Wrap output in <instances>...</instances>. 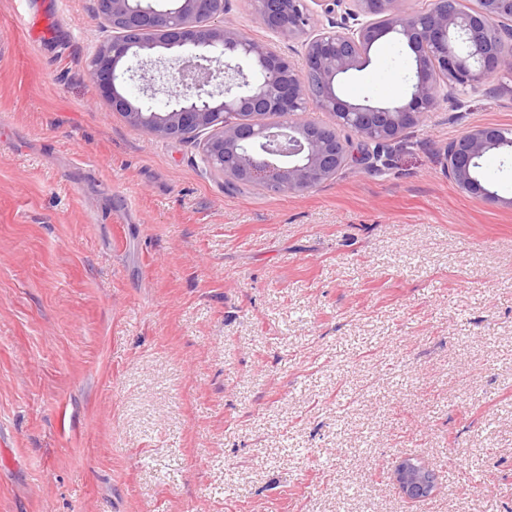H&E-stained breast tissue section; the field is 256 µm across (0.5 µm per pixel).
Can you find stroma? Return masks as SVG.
Returning a JSON list of instances; mask_svg holds the SVG:
<instances>
[{"label": "stroma", "instance_id": "1", "mask_svg": "<svg viewBox=\"0 0 512 512\" xmlns=\"http://www.w3.org/2000/svg\"><path fill=\"white\" fill-rule=\"evenodd\" d=\"M0 0V512H512V74L301 194L206 171L87 78L96 0ZM223 24L301 62L250 0ZM395 40L344 86L402 99ZM436 489L405 499L396 458ZM491 151L512 156V129L491 125L469 128L457 140L448 143L444 151V168L458 189L481 198L487 203L503 202L481 179L479 160Z\"/></svg>", "mask_w": 512, "mask_h": 512}]
</instances>
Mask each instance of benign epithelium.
<instances>
[{
    "instance_id": "benign-epithelium-1",
    "label": "benign epithelium",
    "mask_w": 512,
    "mask_h": 512,
    "mask_svg": "<svg viewBox=\"0 0 512 512\" xmlns=\"http://www.w3.org/2000/svg\"><path fill=\"white\" fill-rule=\"evenodd\" d=\"M171 2L159 9L145 0H97L112 37L97 48L89 78L112 111L135 127L162 138L207 133L200 142L205 166L259 189L306 192L347 166L339 132L353 130L388 144L421 125L439 97L453 106L458 92L479 88L498 73L512 74V51L502 48L504 39H512V0H478L472 9L460 7L459 0H432L423 13L407 0H252L261 25L278 37L302 40L303 70L271 45L216 24L224 0ZM314 15L326 17L327 26L311 29ZM389 35L414 55L406 100L383 106L349 102L340 81ZM189 46L195 48L190 54ZM158 48L176 64L162 76L169 101L161 110L144 109L121 92L118 66L129 56L148 63ZM310 110L332 115L336 134L314 118L289 120ZM269 115L284 121L268 123ZM491 151L512 154L511 128H469L448 143L444 168L461 192L496 204L500 197L479 173V160ZM391 477L411 500L435 489L433 471L413 458L395 462Z\"/></svg>"
}]
</instances>
